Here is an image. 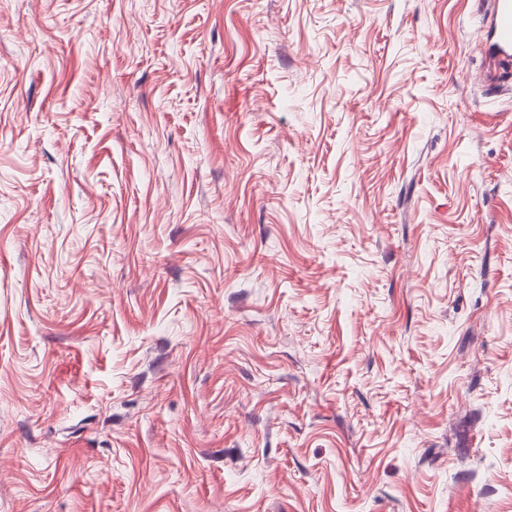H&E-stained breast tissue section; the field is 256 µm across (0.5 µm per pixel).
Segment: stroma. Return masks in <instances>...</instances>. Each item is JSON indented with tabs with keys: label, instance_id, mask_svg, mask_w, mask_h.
<instances>
[{
	"label": "stroma",
	"instance_id": "obj_1",
	"mask_svg": "<svg viewBox=\"0 0 512 512\" xmlns=\"http://www.w3.org/2000/svg\"><path fill=\"white\" fill-rule=\"evenodd\" d=\"M490 0H0V512H512Z\"/></svg>",
	"mask_w": 512,
	"mask_h": 512
}]
</instances>
